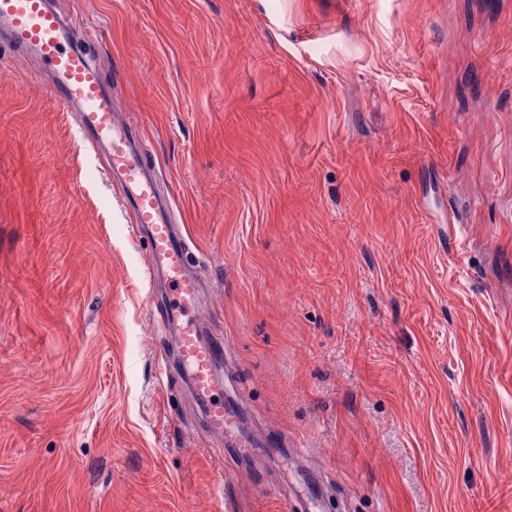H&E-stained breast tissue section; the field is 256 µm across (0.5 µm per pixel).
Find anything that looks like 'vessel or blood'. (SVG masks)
Segmentation results:
<instances>
[{
  "instance_id": "vessel-or-blood-1",
  "label": "vessel or blood",
  "mask_w": 512,
  "mask_h": 512,
  "mask_svg": "<svg viewBox=\"0 0 512 512\" xmlns=\"http://www.w3.org/2000/svg\"><path fill=\"white\" fill-rule=\"evenodd\" d=\"M8 37L0 48L33 58L49 77L59 104L75 112L80 131L94 148H106V169L118 178L130 223L147 228L144 272L147 278L163 274L169 290L168 323L177 329L178 351L192 397L210 436L241 456L255 440L237 425V409L222 400L221 371L228 363L223 337L202 339L196 310L200 280L188 268L192 257L186 238L167 214V199L159 178L146 157L134 151L135 130L114 108L99 67L83 49L95 37L93 30H78L60 13L53 0H0V26Z\"/></svg>"
}]
</instances>
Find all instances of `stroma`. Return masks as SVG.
I'll list each match as a JSON object with an SVG mask.
<instances>
[{
    "mask_svg": "<svg viewBox=\"0 0 512 512\" xmlns=\"http://www.w3.org/2000/svg\"><path fill=\"white\" fill-rule=\"evenodd\" d=\"M54 4L279 441L202 434L103 153L1 52L0 512H512V0Z\"/></svg>",
    "mask_w": 512,
    "mask_h": 512,
    "instance_id": "1",
    "label": "stroma"
}]
</instances>
